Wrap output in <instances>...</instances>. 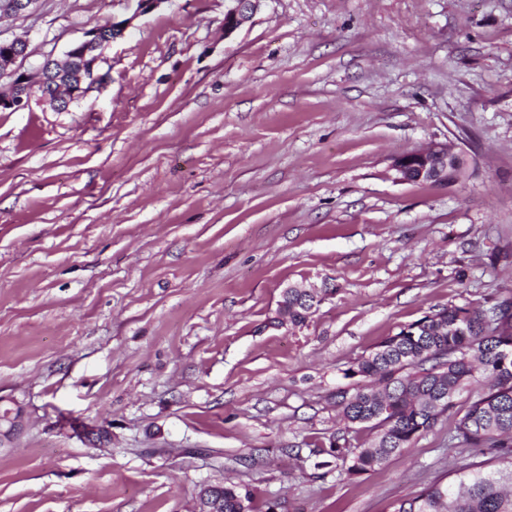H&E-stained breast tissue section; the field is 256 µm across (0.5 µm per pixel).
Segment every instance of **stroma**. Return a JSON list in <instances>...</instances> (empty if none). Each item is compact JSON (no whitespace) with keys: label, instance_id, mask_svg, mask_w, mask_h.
Instances as JSON below:
<instances>
[{"label":"stroma","instance_id":"stroma-1","mask_svg":"<svg viewBox=\"0 0 512 512\" xmlns=\"http://www.w3.org/2000/svg\"><path fill=\"white\" fill-rule=\"evenodd\" d=\"M164 0L65 111L0 110V512H389L452 468L442 417L381 468L315 453L346 369L430 311L512 297V0ZM124 0H40L0 38L62 56ZM445 144L466 173L399 180ZM327 289L299 326L283 290ZM110 445L91 439L99 426ZM260 1L262 0H228L229 4L224 12L225 35H231L248 22L258 9ZM24 417V410L20 405L14 409H7L0 417V446L10 443ZM207 495L215 512H253L254 500L250 492L242 493L235 486L208 485Z\"/></svg>","mask_w":512,"mask_h":512}]
</instances>
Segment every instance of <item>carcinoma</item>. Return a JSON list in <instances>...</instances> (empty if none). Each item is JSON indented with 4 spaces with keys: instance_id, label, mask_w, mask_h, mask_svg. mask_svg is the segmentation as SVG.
Instances as JSON below:
<instances>
[{
    "instance_id": "cac0c4a2",
    "label": "carcinoma",
    "mask_w": 512,
    "mask_h": 512,
    "mask_svg": "<svg viewBox=\"0 0 512 512\" xmlns=\"http://www.w3.org/2000/svg\"><path fill=\"white\" fill-rule=\"evenodd\" d=\"M288 322L309 311L298 288L283 298ZM352 394L337 395L347 424L373 433L366 447L330 444L329 456L349 461L350 474L383 466L452 413L455 447L487 449L489 461L461 465L391 504V512H512V301L491 306L450 305L399 328L345 371ZM214 512H254L250 492L210 485Z\"/></svg>"
}]
</instances>
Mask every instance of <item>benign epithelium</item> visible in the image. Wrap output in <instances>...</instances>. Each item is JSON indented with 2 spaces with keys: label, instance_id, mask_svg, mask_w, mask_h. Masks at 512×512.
Here are the masks:
<instances>
[{
  "label": "benign epithelium",
  "instance_id": "1",
  "mask_svg": "<svg viewBox=\"0 0 512 512\" xmlns=\"http://www.w3.org/2000/svg\"><path fill=\"white\" fill-rule=\"evenodd\" d=\"M135 8L126 17H112L108 28L94 27L84 33V38L69 45L64 53L65 60L77 62L75 80L70 82V92L65 96L44 94L40 100L56 111H63L69 104L82 97L96 81L95 66L100 51L108 44L124 36L125 32L140 16L157 9L166 0H133ZM260 0H228L224 12V36L228 37L248 22L258 9ZM38 0H0V13L6 15L30 14L36 9ZM0 69L10 77L8 89H0V109L17 110L26 106L33 97L32 90L49 81L55 72L58 60L54 55L46 54L28 73L20 69L18 62L31 57L28 43L24 40L0 39ZM463 159L459 153L448 152L446 145H434L399 156L393 167L399 179L406 181L415 176L419 181L449 182L458 180L463 173ZM24 417L21 406L8 409L0 415V446L10 443Z\"/></svg>",
  "mask_w": 512,
  "mask_h": 512
}]
</instances>
